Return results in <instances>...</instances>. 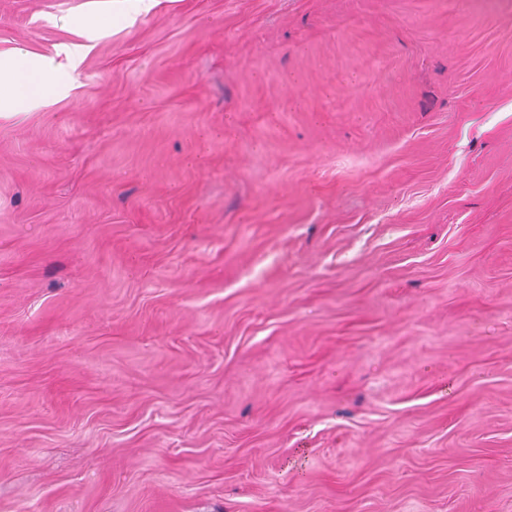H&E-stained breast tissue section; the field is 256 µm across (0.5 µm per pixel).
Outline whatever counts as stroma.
Wrapping results in <instances>:
<instances>
[{
    "instance_id": "35a3bbf8",
    "label": "stroma",
    "mask_w": 512,
    "mask_h": 512,
    "mask_svg": "<svg viewBox=\"0 0 512 512\" xmlns=\"http://www.w3.org/2000/svg\"><path fill=\"white\" fill-rule=\"evenodd\" d=\"M0 0V512H512V0ZM7 78L5 87L2 82ZM0 112L56 95L64 87L61 64L54 57L20 53L0 58ZM3 115V112L0 114Z\"/></svg>"
}]
</instances>
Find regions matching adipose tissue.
<instances>
[{
	"label": "adipose tissue",
	"mask_w": 512,
	"mask_h": 512,
	"mask_svg": "<svg viewBox=\"0 0 512 512\" xmlns=\"http://www.w3.org/2000/svg\"><path fill=\"white\" fill-rule=\"evenodd\" d=\"M64 75L55 58L21 53L0 60V110H10L58 94Z\"/></svg>",
	"instance_id": "1"
}]
</instances>
